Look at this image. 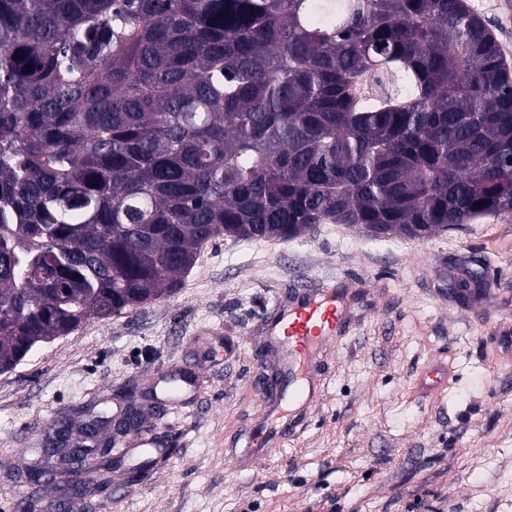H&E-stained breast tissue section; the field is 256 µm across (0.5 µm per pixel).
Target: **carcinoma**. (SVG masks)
<instances>
[{"label": "carcinoma", "mask_w": 512, "mask_h": 512, "mask_svg": "<svg viewBox=\"0 0 512 512\" xmlns=\"http://www.w3.org/2000/svg\"><path fill=\"white\" fill-rule=\"evenodd\" d=\"M490 215L512 77L464 0H0L1 373L224 236Z\"/></svg>", "instance_id": "carcinoma-1"}]
</instances>
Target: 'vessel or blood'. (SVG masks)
<instances>
[{
	"mask_svg": "<svg viewBox=\"0 0 512 512\" xmlns=\"http://www.w3.org/2000/svg\"><path fill=\"white\" fill-rule=\"evenodd\" d=\"M342 320L341 301L335 286L307 288L296 303L276 313L267 323L266 338L277 351L280 374L289 383L281 392L284 402L295 400L311 406L320 386L300 375L301 363L309 361L335 336ZM288 429V411L277 406L263 413L259 426L249 436L242 458L256 459L272 453Z\"/></svg>",
	"mask_w": 512,
	"mask_h": 512,
	"instance_id": "obj_1",
	"label": "vessel or blood"
}]
</instances>
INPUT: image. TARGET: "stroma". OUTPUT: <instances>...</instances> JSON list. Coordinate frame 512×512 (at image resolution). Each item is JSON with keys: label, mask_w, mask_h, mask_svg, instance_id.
<instances>
[{"label": "stroma", "mask_w": 512, "mask_h": 512, "mask_svg": "<svg viewBox=\"0 0 512 512\" xmlns=\"http://www.w3.org/2000/svg\"><path fill=\"white\" fill-rule=\"evenodd\" d=\"M327 283L348 318L317 358L320 399L269 456L238 463L269 400L264 324ZM173 366L199 370L198 393L161 413L142 403L168 456L71 512H512V217L416 239L321 224L209 243L172 296L89 319L0 373V512L49 491L12 484L10 449Z\"/></svg>", "instance_id": "1"}]
</instances>
